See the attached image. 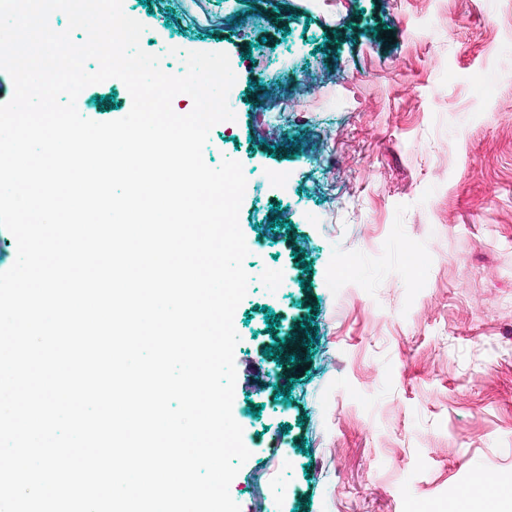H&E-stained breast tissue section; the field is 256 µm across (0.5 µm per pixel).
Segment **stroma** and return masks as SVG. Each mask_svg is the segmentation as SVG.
<instances>
[{
  "mask_svg": "<svg viewBox=\"0 0 512 512\" xmlns=\"http://www.w3.org/2000/svg\"><path fill=\"white\" fill-rule=\"evenodd\" d=\"M123 8L164 71L175 47L236 74L203 158L247 180L234 357L264 379H236L241 512H450L478 476L512 493V0ZM131 106L116 78L77 98L95 121ZM303 329L288 367L265 356Z\"/></svg>",
  "mask_w": 512,
  "mask_h": 512,
  "instance_id": "35a3bbf8",
  "label": "stroma"
}]
</instances>
